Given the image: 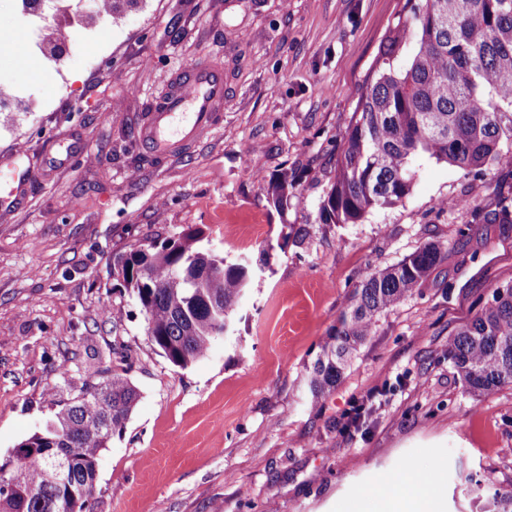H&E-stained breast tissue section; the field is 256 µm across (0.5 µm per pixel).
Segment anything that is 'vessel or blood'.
<instances>
[{
	"label": "vessel or blood",
	"instance_id": "b4317fda",
	"mask_svg": "<svg viewBox=\"0 0 512 512\" xmlns=\"http://www.w3.org/2000/svg\"><path fill=\"white\" fill-rule=\"evenodd\" d=\"M223 97L222 72L207 67L189 71L142 128V139L153 150L168 152L174 139L187 141L207 129L213 122V106ZM33 177L31 166L9 162L6 170L0 172V207L17 202L22 187L32 182Z\"/></svg>",
	"mask_w": 512,
	"mask_h": 512
}]
</instances>
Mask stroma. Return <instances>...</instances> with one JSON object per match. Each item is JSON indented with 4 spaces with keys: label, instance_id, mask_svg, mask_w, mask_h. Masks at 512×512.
Returning a JSON list of instances; mask_svg holds the SVG:
<instances>
[{
    "label": "stroma",
    "instance_id": "obj_1",
    "mask_svg": "<svg viewBox=\"0 0 512 512\" xmlns=\"http://www.w3.org/2000/svg\"><path fill=\"white\" fill-rule=\"evenodd\" d=\"M406 0H147L98 21L63 74L30 55L0 0L15 58L0 85L46 102L0 128V161L37 171L24 204L0 210V455L58 402L123 368L139 401L98 459L95 512H408L407 473L439 512H481V487L512 486V389L471 396L442 351L493 288L512 283V170L485 176L421 161L412 194L359 224L319 205L361 90ZM106 48L111 65L90 62ZM220 67L212 128L176 154L140 131L173 80ZM297 176L287 210L269 201ZM465 197L466 210H441ZM202 229L200 249L267 265L231 330L181 369L146 335L112 257ZM427 241L448 248L418 293L382 315L336 389L310 406L306 368L363 272ZM129 355L121 366L119 352Z\"/></svg>",
    "mask_w": 512,
    "mask_h": 512
}]
</instances>
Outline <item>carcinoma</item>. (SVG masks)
Segmentation results:
<instances>
[{"label": "carcinoma", "instance_id": "carcinoma-1", "mask_svg": "<svg viewBox=\"0 0 512 512\" xmlns=\"http://www.w3.org/2000/svg\"><path fill=\"white\" fill-rule=\"evenodd\" d=\"M359 96L320 206L324 224H359L412 192L419 161L467 174L512 168V0H407ZM294 178L283 173L271 200L284 210ZM512 224V202L487 218ZM202 231L150 241L112 259V276L133 293L151 343L174 366L204 356L230 327L254 272L197 246ZM448 260L426 242L399 262L364 274L320 344L306 375L311 404L332 393L373 335L379 317L413 296ZM444 356L468 392L512 388V283L448 337ZM139 394L124 373L64 401L54 417L0 458V512H94L101 451L122 436ZM485 512H512V490L495 489Z\"/></svg>", "mask_w": 512, "mask_h": 512}]
</instances>
